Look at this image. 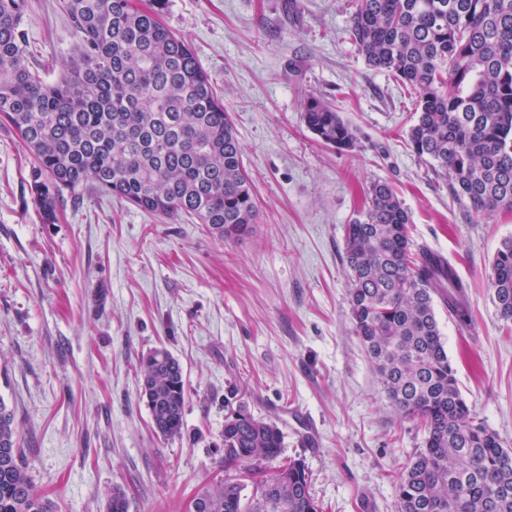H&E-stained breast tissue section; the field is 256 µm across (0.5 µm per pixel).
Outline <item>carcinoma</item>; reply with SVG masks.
<instances>
[{
    "instance_id": "carcinoma-1",
    "label": "carcinoma",
    "mask_w": 512,
    "mask_h": 512,
    "mask_svg": "<svg viewBox=\"0 0 512 512\" xmlns=\"http://www.w3.org/2000/svg\"><path fill=\"white\" fill-rule=\"evenodd\" d=\"M167 0H63L75 36L54 83L31 70L26 0H0V119L30 151L42 223L60 194L91 181L130 205L191 216L211 233L251 232L256 204L237 132L190 46L160 21ZM348 34L365 63L417 96L414 153L448 178L471 218L512 210V0H355ZM301 119L337 150L357 135L314 94ZM393 188L375 181L347 225L349 319L387 398L422 422L423 448L396 485L399 512H512V448L476 420L464 399L436 304L466 325L467 285L443 257L417 246ZM512 321V240L489 282ZM155 431L182 433L186 382L165 348L139 363ZM284 435L241 401L224 416V467L241 468L202 490V512H320L307 465L281 457ZM278 465H272V462ZM0 512H55L37 495L0 398Z\"/></svg>"
}]
</instances>
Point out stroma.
<instances>
[{"instance_id":"35a3bbf8","label":"stroma","mask_w":512,"mask_h":512,"mask_svg":"<svg viewBox=\"0 0 512 512\" xmlns=\"http://www.w3.org/2000/svg\"><path fill=\"white\" fill-rule=\"evenodd\" d=\"M354 0H168L243 146L257 219L223 240L84 185L41 223L33 158L0 125V398L35 489L57 512H188L224 476V397L238 385L302 457L323 512H398L395 483L424 432L387 399L348 320L345 228L371 182L396 189L411 238L467 283L472 321L437 315L473 414L512 448V321L493 302V258L512 211L472 222L408 145L414 102L345 37ZM27 54L47 82L73 50L62 0H27ZM331 104L356 147L318 143L305 94ZM184 370L180 436L152 429L142 355Z\"/></svg>"}]
</instances>
